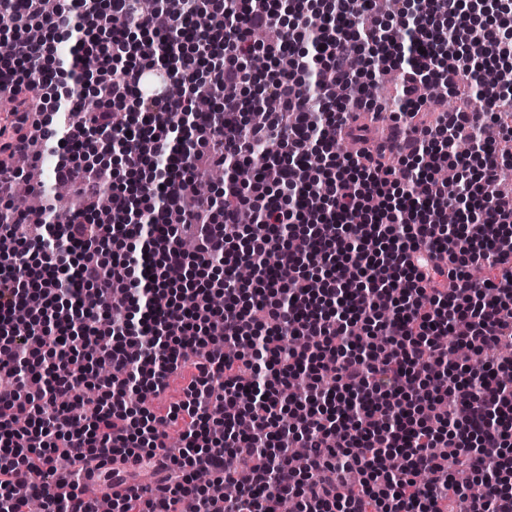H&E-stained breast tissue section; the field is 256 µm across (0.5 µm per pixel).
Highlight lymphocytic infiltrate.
I'll use <instances>...</instances> for the list:
<instances>
[{
	"label": "lymphocytic infiltrate",
	"mask_w": 512,
	"mask_h": 512,
	"mask_svg": "<svg viewBox=\"0 0 512 512\" xmlns=\"http://www.w3.org/2000/svg\"><path fill=\"white\" fill-rule=\"evenodd\" d=\"M309 2L293 0L292 28L268 49L256 123L245 64L252 33L280 22L276 0H68L52 15L0 0L12 43L0 92L13 102L0 113V239L14 244L0 251V372L13 380L0 388V512H25L23 482L43 512H98L94 484L116 477L155 491L111 494L112 512H278L285 498L296 512H512V384L500 379L512 359H494L512 347V188L499 186L512 29L498 19L512 0H384L401 33L364 28L366 0ZM31 21L79 33L52 68L45 40L23 33ZM90 56V96H65ZM367 70L400 76L387 146H367L356 124L373 107ZM173 80L214 107L171 99ZM475 80L482 111L412 125L429 87ZM38 132L93 139L147 176L134 194L111 165L57 162L81 202L52 238L34 237L13 160ZM257 151L264 167L238 180ZM217 168L227 179L202 196ZM176 373L179 399L154 412ZM452 463L493 492L471 496ZM201 470L237 497L218 502ZM350 470L358 484L335 480Z\"/></svg>",
	"instance_id": "1"
}]
</instances>
